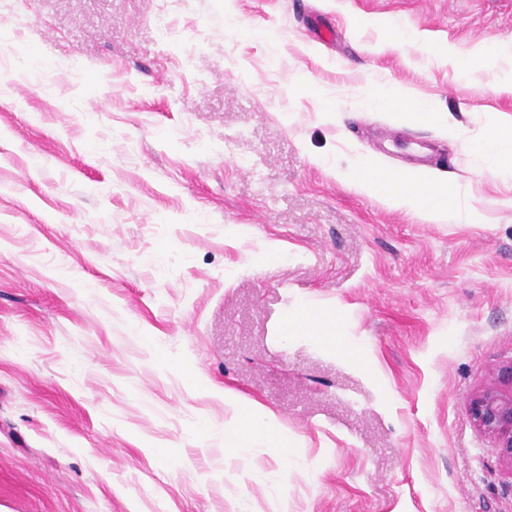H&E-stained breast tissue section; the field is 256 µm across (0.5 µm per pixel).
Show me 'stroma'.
Masks as SVG:
<instances>
[{"label": "stroma", "instance_id": "obj_1", "mask_svg": "<svg viewBox=\"0 0 512 512\" xmlns=\"http://www.w3.org/2000/svg\"><path fill=\"white\" fill-rule=\"evenodd\" d=\"M479 42L512 0H0V512H512L468 411L512 361V175L475 151L512 65L464 70ZM420 142L475 222L347 177ZM304 304L346 347L282 336ZM228 393L291 462L225 454ZM364 102L379 105L400 124L446 126L444 113L434 110L410 91L400 87H376L367 92Z\"/></svg>", "mask_w": 512, "mask_h": 512}]
</instances>
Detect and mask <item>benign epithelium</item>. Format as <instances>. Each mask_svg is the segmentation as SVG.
Returning <instances> with one entry per match:
<instances>
[{
	"instance_id": "obj_1",
	"label": "benign epithelium",
	"mask_w": 512,
	"mask_h": 512,
	"mask_svg": "<svg viewBox=\"0 0 512 512\" xmlns=\"http://www.w3.org/2000/svg\"><path fill=\"white\" fill-rule=\"evenodd\" d=\"M476 426L491 436L502 461L512 466V361L500 366L493 382L470 403Z\"/></svg>"
}]
</instances>
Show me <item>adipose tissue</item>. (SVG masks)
Wrapping results in <instances>:
<instances>
[{
  "mask_svg": "<svg viewBox=\"0 0 512 512\" xmlns=\"http://www.w3.org/2000/svg\"><path fill=\"white\" fill-rule=\"evenodd\" d=\"M367 104H376L398 123L442 126L444 113L417 99L410 91L390 85L369 91ZM482 161L490 166H503L512 171V132L500 124L488 125L477 148ZM349 176L356 186L383 204L415 213L433 224L447 223L457 213V188L440 176L417 168L385 169L372 159L354 162ZM340 318L335 313L306 307L287 318L283 335L305 334L330 344L340 342ZM227 454L238 458L249 456L254 449L269 448L283 458L293 454L288 432L276 415L261 406L238 407L235 416L224 426Z\"/></svg>",
  "mask_w": 512,
  "mask_h": 512,
  "instance_id": "adipose-tissue-1",
  "label": "adipose tissue"
}]
</instances>
